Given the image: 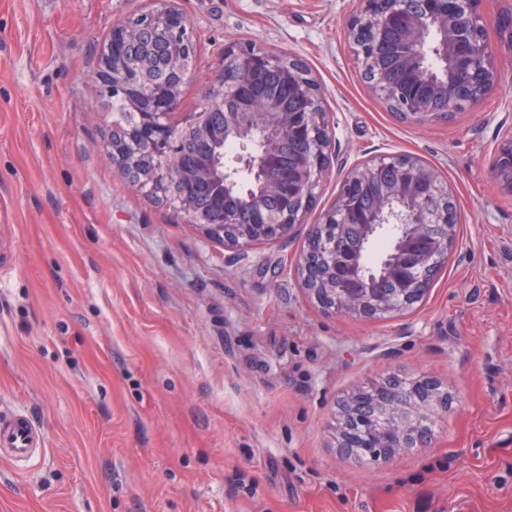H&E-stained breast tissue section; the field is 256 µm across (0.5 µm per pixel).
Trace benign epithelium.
Returning <instances> with one entry per match:
<instances>
[{"label": "benign epithelium", "instance_id": "benign-epithelium-1", "mask_svg": "<svg viewBox=\"0 0 512 512\" xmlns=\"http://www.w3.org/2000/svg\"><path fill=\"white\" fill-rule=\"evenodd\" d=\"M359 14L349 24L352 49L361 73L377 69L374 58L359 47L357 40L364 28L371 26L380 35L398 28L395 51L399 63L400 82L369 80L373 94L389 107L418 125L435 122L440 111L453 115L476 104L498 83L495 54L484 35L481 0H359ZM148 25L171 34L166 60L178 79L160 86L157 96L145 102L138 94L140 82L152 77L157 59L152 48L144 50L138 66H125V46L138 38L140 26ZM188 22L177 6V0H156V7L141 15L139 23L120 20L112 26V35L103 55V70L96 96L109 101L118 88L137 105L139 121L128 126L123 135L110 142L109 155L121 171L127 170L128 146L134 144L144 154L160 155L165 160L164 174L157 169L144 173L147 179H165L172 188L196 186L213 181L224 183V189L241 192L250 183L254 192H246L251 203V227L263 241L272 243L287 238L295 225L303 223L307 203L323 176L325 167L318 160L298 165L288 176L272 178L276 165L277 139L271 131L290 137H321L332 140L333 126L323 109L317 86L308 78L298 60L283 59L269 53L230 45L224 49V73L214 83L205 102L192 112L180 111L181 88L189 67L184 60ZM282 67L294 96L306 103L304 112H282L275 100L258 93L256 84L263 68ZM224 110V135L246 147L263 142L258 151L251 150L241 158V167L224 163V155L216 153L212 161L195 166L186 164L181 152L184 140L197 137L209 128L212 112ZM394 169L397 178L383 187L382 202L366 223L348 205L351 194L381 170ZM494 178L501 189L512 195V135L500 141L494 152ZM269 195L282 197L283 206L271 213L264 205ZM452 199L448 186L435 169L416 156L395 154L380 156L352 167L341 181L336 204L324 212L317 224L314 249L302 252L298 268L308 269L311 252L318 255L309 291L318 304L338 314L372 319L379 312L392 311L405 301L437 262L445 259L456 245L457 209L438 213L431 199ZM178 203L189 223L224 241V246L242 252L256 244L249 236L236 233L240 227L236 210L220 202L209 211L200 210L178 194ZM394 229L391 244L376 266L364 264V255L375 239ZM387 281L391 289L378 284ZM414 390L402 391L389 402L394 415L417 423L428 415L429 407L419 406ZM410 431H383L375 448L379 459L389 460L402 448L422 446L409 441Z\"/></svg>", "mask_w": 512, "mask_h": 512}]
</instances>
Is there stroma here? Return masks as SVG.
Returning a JSON list of instances; mask_svg holds the SVG:
<instances>
[{"mask_svg": "<svg viewBox=\"0 0 512 512\" xmlns=\"http://www.w3.org/2000/svg\"><path fill=\"white\" fill-rule=\"evenodd\" d=\"M178 6L183 111L228 42L299 57L335 123L327 169L288 239L225 248L107 155L102 48L151 0H0V412L44 439L25 467L0 456V512H512V196L491 172L512 130L506 0L480 4L497 86L423 127L362 81L357 0ZM393 153L447 182L459 244L411 309L325 311L296 269L307 236L349 169ZM393 374L447 393L430 442L344 458L340 401Z\"/></svg>", "mask_w": 512, "mask_h": 512, "instance_id": "stroma-1", "label": "stroma"}]
</instances>
